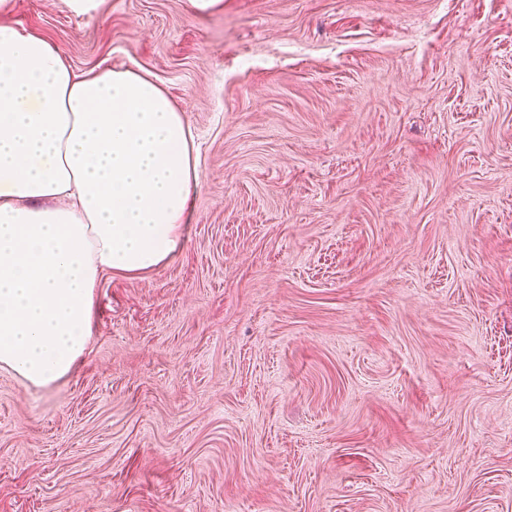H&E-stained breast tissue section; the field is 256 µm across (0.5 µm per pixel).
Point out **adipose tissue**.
I'll return each mask as SVG.
<instances>
[{"label": "adipose tissue", "instance_id": "1", "mask_svg": "<svg viewBox=\"0 0 512 512\" xmlns=\"http://www.w3.org/2000/svg\"><path fill=\"white\" fill-rule=\"evenodd\" d=\"M198 179L183 114L148 74L75 71L0 24V367L36 387L69 375L102 273L167 263Z\"/></svg>", "mask_w": 512, "mask_h": 512}]
</instances>
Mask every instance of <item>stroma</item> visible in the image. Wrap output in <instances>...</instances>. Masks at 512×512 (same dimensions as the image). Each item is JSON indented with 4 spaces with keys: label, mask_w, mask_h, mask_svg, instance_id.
Returning a JSON list of instances; mask_svg holds the SVG:
<instances>
[{
    "label": "stroma",
    "mask_w": 512,
    "mask_h": 512,
    "mask_svg": "<svg viewBox=\"0 0 512 512\" xmlns=\"http://www.w3.org/2000/svg\"><path fill=\"white\" fill-rule=\"evenodd\" d=\"M149 72L183 247L76 369L0 368V512H512V0H10Z\"/></svg>",
    "instance_id": "stroma-1"
}]
</instances>
